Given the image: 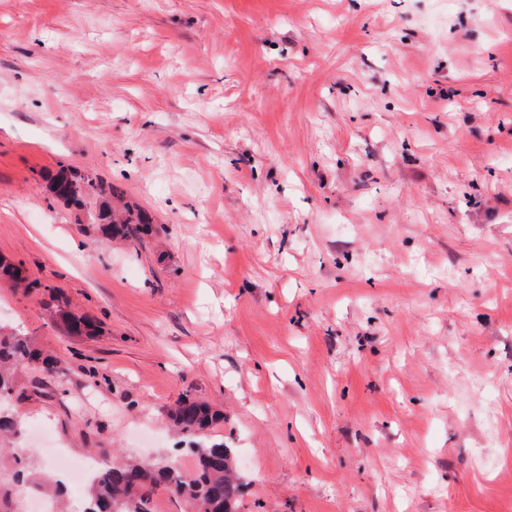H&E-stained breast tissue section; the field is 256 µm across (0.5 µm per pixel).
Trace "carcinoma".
<instances>
[{"label":"carcinoma","mask_w":512,"mask_h":512,"mask_svg":"<svg viewBox=\"0 0 512 512\" xmlns=\"http://www.w3.org/2000/svg\"><path fill=\"white\" fill-rule=\"evenodd\" d=\"M57 199L79 205L89 196L102 199L98 215L102 234L127 240H139L149 234L150 225L131 210L119 223H112L108 195L112 189L73 169H61L50 182ZM0 279L15 284L27 279L22 267L0 258ZM57 315L71 336L88 335L92 323L83 315L60 308ZM53 374L59 361L37 347L26 334L0 326V512H18L20 496L45 480L22 448L23 422L11 404L18 392V374L22 370ZM175 427L194 438L189 451L196 466L188 474L172 462L145 465L133 458L119 462L103 456L104 463L85 487L83 512H153L152 496L159 487L188 505V512H238L244 482L236 473L234 452L222 443L203 444V437L224 415L209 404L185 394L171 411Z\"/></svg>","instance_id":"obj_1"}]
</instances>
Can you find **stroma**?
I'll return each instance as SVG.
<instances>
[{
  "instance_id": "1",
  "label": "stroma",
  "mask_w": 512,
  "mask_h": 512,
  "mask_svg": "<svg viewBox=\"0 0 512 512\" xmlns=\"http://www.w3.org/2000/svg\"><path fill=\"white\" fill-rule=\"evenodd\" d=\"M0 255L72 458L174 459L186 394L241 512H512V0H0ZM50 191L57 199L67 204L79 205L89 196L102 199L98 215L99 229L105 236L120 237L127 240H139L148 235L151 228L139 213L128 209L126 216L119 224H112V214L108 195H112V187L106 188L103 183L95 182L73 169H61L50 182ZM56 314L60 317L71 336L88 335L93 330L92 323L83 315H79L66 308L58 309ZM175 427L192 438H201L217 423L224 420V415L214 410L209 404L189 395L181 396L171 411Z\"/></svg>"
}]
</instances>
